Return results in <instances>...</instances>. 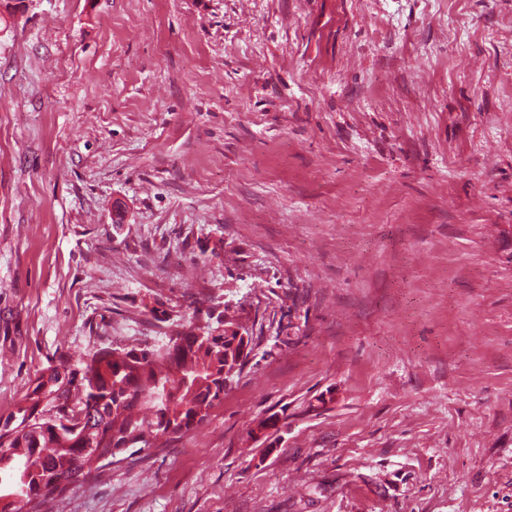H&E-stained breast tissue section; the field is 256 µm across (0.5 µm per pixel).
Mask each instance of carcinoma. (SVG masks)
I'll list each match as a JSON object with an SVG mask.
<instances>
[{"label":"carcinoma","instance_id":"1","mask_svg":"<svg viewBox=\"0 0 512 512\" xmlns=\"http://www.w3.org/2000/svg\"><path fill=\"white\" fill-rule=\"evenodd\" d=\"M226 314L181 327L161 344L100 347L72 367L37 377L0 427V512H31L101 468L97 456L138 444L165 446L203 422L224 397L238 350Z\"/></svg>","mask_w":512,"mask_h":512}]
</instances>
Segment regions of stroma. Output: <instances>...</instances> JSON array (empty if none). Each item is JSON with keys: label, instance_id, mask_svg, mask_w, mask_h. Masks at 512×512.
Here are the masks:
<instances>
[{"label": "stroma", "instance_id": "35a3bbf8", "mask_svg": "<svg viewBox=\"0 0 512 512\" xmlns=\"http://www.w3.org/2000/svg\"><path fill=\"white\" fill-rule=\"evenodd\" d=\"M224 305L209 417L49 512H512V0H0V425Z\"/></svg>", "mask_w": 512, "mask_h": 512}]
</instances>
